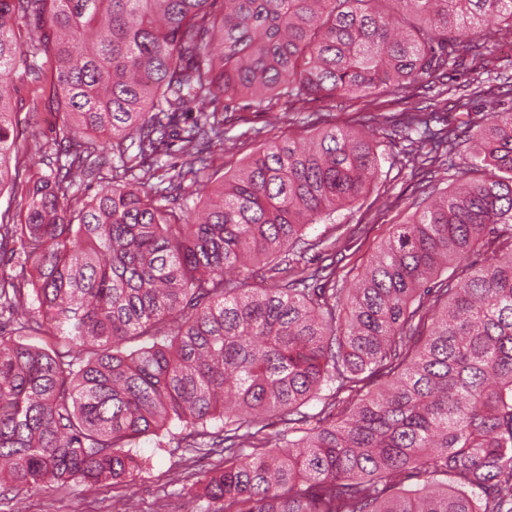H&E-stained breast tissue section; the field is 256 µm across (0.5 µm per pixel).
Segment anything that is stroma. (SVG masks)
I'll use <instances>...</instances> for the list:
<instances>
[{"mask_svg":"<svg viewBox=\"0 0 512 512\" xmlns=\"http://www.w3.org/2000/svg\"><path fill=\"white\" fill-rule=\"evenodd\" d=\"M487 57L493 59L496 72L484 76L480 70ZM476 75L482 78V97L476 101V109H483L486 101L492 100L500 109L512 110V92L502 84L503 79L512 80L511 36L468 54L463 65L449 71L448 85L453 89L463 87ZM14 85L12 105L18 132L24 138L38 134L46 145L44 153L23 157L21 164L31 174L47 171L50 162L56 159L55 139L62 114L50 95L35 97L37 84L25 71H18ZM423 97L424 90L417 84L406 91L387 89L370 106L361 99L339 98L314 102L303 112L283 99L269 111H228L223 170L234 172L251 153L271 140L310 137L313 128L309 113H318L326 123L353 128L358 112L364 108L386 116L416 106ZM34 103L38 104L41 116L36 129L27 123L28 109ZM382 150L385 160L367 191L338 209L330 220L308 225L306 229L307 238L321 239L323 246L308 251L303 263L322 265L328 256H335L336 285L340 288L350 286L387 240L393 225L402 223L413 212L415 203L429 193V182L406 166L402 144L386 142ZM181 432V426L174 423L160 437L141 438L135 449L141 468L115 484L92 487L72 483L23 492L7 483L0 485V512H217L218 503L187 492L184 480L197 466L179 446Z\"/></svg>","mask_w":512,"mask_h":512,"instance_id":"35a3bbf8","label":"stroma"}]
</instances>
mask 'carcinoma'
<instances>
[{
  "instance_id": "carcinoma-1",
  "label": "carcinoma",
  "mask_w": 512,
  "mask_h": 512,
  "mask_svg": "<svg viewBox=\"0 0 512 512\" xmlns=\"http://www.w3.org/2000/svg\"><path fill=\"white\" fill-rule=\"evenodd\" d=\"M29 15L41 34L15 30ZM491 19L512 32V0H0V192L25 198L0 213V482L116 481L177 421L184 447L224 455L191 485L220 512H512V233L495 235L512 228V112L473 123L463 183L394 225L352 288L286 265L378 175L379 141L315 118L307 144L215 167L221 99L439 82L498 41ZM39 58L69 150L22 179L45 144L18 139L8 87L40 79ZM446 107L389 129L424 175L461 152ZM175 142L184 166L152 183ZM96 177L91 199L73 191ZM274 416L294 437L265 433Z\"/></svg>"
}]
</instances>
